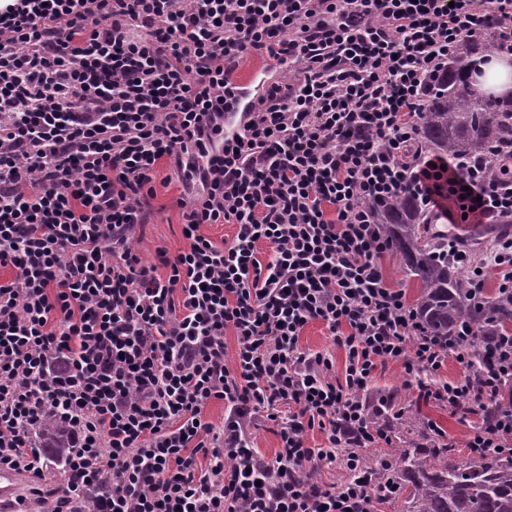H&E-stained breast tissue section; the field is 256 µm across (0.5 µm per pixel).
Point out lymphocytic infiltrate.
Masks as SVG:
<instances>
[{
  "mask_svg": "<svg viewBox=\"0 0 512 512\" xmlns=\"http://www.w3.org/2000/svg\"><path fill=\"white\" fill-rule=\"evenodd\" d=\"M512 0H9L0 7V469L45 480L34 435L74 454L52 512H378L365 449L391 470L394 366L419 400L474 419L470 450L512 453V335H428L381 259L370 202L417 193L446 223L512 218V150L410 154L424 90ZM271 78L233 137L246 55ZM185 192L184 245L142 262L154 178ZM206 224H232L215 245ZM475 295L512 292V234L487 262L456 240ZM322 323L342 360L301 345ZM233 336L227 348L225 336ZM461 376L437 380L448 360ZM213 402L224 421L203 418ZM287 405V421L273 413ZM277 439L273 458L253 429ZM327 438L310 448V433ZM345 478H305L320 461ZM43 446L45 453L55 461L68 459L74 452L71 448L65 424L53 417H46L42 423Z\"/></svg>",
  "mask_w": 512,
  "mask_h": 512,
  "instance_id": "1",
  "label": "lymphocytic infiltrate"
}]
</instances>
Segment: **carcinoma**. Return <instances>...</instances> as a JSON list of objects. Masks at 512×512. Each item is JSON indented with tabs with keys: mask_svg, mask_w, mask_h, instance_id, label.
Segmentation results:
<instances>
[{
	"mask_svg": "<svg viewBox=\"0 0 512 512\" xmlns=\"http://www.w3.org/2000/svg\"><path fill=\"white\" fill-rule=\"evenodd\" d=\"M499 50L497 28L490 27L483 42L468 39L448 58L420 113V151L446 159L481 155L490 144L505 151L512 145V97L483 95L469 85L472 58ZM372 208L404 272L420 285L413 307L430 335L449 336L462 320L471 322L482 338L512 332V293L471 299L464 272L439 253L448 232L432 223L420 199L405 193ZM42 435L44 451L54 460L73 454L63 422L45 418ZM389 478L397 491L386 490L380 501L392 512H512V456L471 453L460 458L448 447L406 450Z\"/></svg>",
	"mask_w": 512,
	"mask_h": 512,
	"instance_id": "carcinoma-1",
	"label": "carcinoma"
}]
</instances>
